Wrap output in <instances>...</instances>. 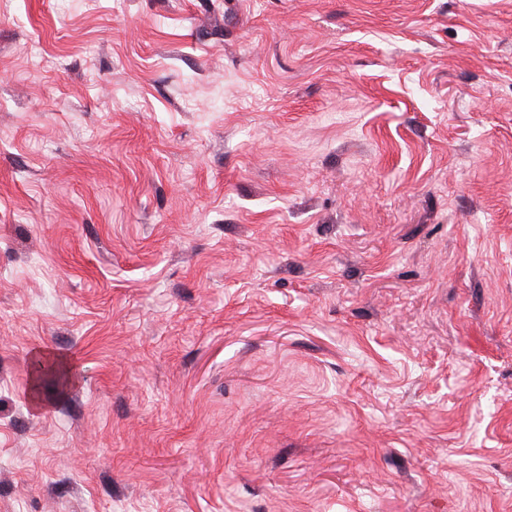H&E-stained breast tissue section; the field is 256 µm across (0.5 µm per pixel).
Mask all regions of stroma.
Returning <instances> with one entry per match:
<instances>
[{"label": "stroma", "mask_w": 512, "mask_h": 512, "mask_svg": "<svg viewBox=\"0 0 512 512\" xmlns=\"http://www.w3.org/2000/svg\"><path fill=\"white\" fill-rule=\"evenodd\" d=\"M0 512H512V0H0ZM31 374L36 389L43 382H50L56 387L65 388L70 382L66 369L50 356H38L32 360Z\"/></svg>", "instance_id": "35a3bbf8"}]
</instances>
